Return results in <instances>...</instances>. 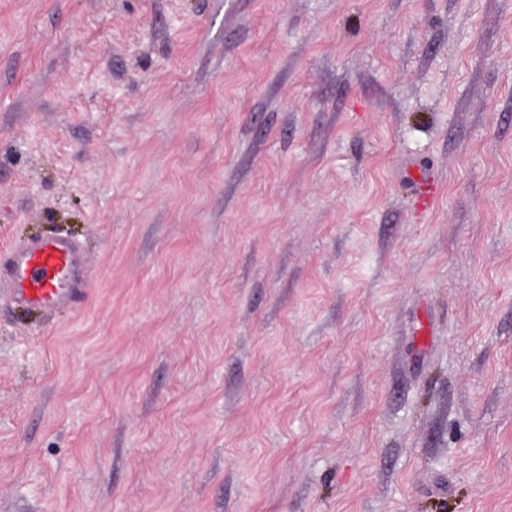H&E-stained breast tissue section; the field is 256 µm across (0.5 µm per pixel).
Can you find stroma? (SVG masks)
I'll list each match as a JSON object with an SVG mask.
<instances>
[{
	"label": "stroma",
	"instance_id": "stroma-1",
	"mask_svg": "<svg viewBox=\"0 0 512 512\" xmlns=\"http://www.w3.org/2000/svg\"><path fill=\"white\" fill-rule=\"evenodd\" d=\"M49 236L0 512H512V0H0V253ZM87 274L81 248L59 237L32 240L0 257V282L14 303L32 309L73 305Z\"/></svg>",
	"mask_w": 512,
	"mask_h": 512
}]
</instances>
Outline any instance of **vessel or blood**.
<instances>
[{"label": "vessel or blood", "instance_id": "vessel-or-blood-1", "mask_svg": "<svg viewBox=\"0 0 512 512\" xmlns=\"http://www.w3.org/2000/svg\"><path fill=\"white\" fill-rule=\"evenodd\" d=\"M87 274L81 248L59 237L32 240L0 257V282L14 303L32 309L76 303Z\"/></svg>", "mask_w": 512, "mask_h": 512}]
</instances>
